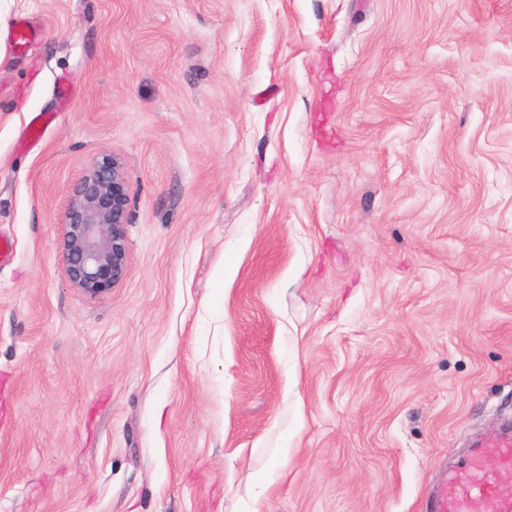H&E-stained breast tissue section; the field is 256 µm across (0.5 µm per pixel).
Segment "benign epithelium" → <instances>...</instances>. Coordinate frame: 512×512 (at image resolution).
Instances as JSON below:
<instances>
[{
    "mask_svg": "<svg viewBox=\"0 0 512 512\" xmlns=\"http://www.w3.org/2000/svg\"><path fill=\"white\" fill-rule=\"evenodd\" d=\"M128 205L124 161L106 154L79 179L63 223L65 272L80 291L98 295L125 278Z\"/></svg>",
    "mask_w": 512,
    "mask_h": 512,
    "instance_id": "7a95c632",
    "label": "benign epithelium"
}]
</instances>
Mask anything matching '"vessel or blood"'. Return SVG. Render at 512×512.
Segmentation results:
<instances>
[{
	"instance_id": "obj_1",
	"label": "vessel or blood",
	"mask_w": 512,
	"mask_h": 512,
	"mask_svg": "<svg viewBox=\"0 0 512 512\" xmlns=\"http://www.w3.org/2000/svg\"><path fill=\"white\" fill-rule=\"evenodd\" d=\"M490 452L497 460L495 474H486L479 457L462 471L448 472L427 503L429 512H512V496L500 491L502 485L512 484V433H502Z\"/></svg>"
}]
</instances>
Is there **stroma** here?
<instances>
[{"label":"stroma","mask_w":512,"mask_h":512,"mask_svg":"<svg viewBox=\"0 0 512 512\" xmlns=\"http://www.w3.org/2000/svg\"><path fill=\"white\" fill-rule=\"evenodd\" d=\"M5 244L0 512H425L512 425V0H0ZM124 161L106 154L79 179L63 223V260L71 284L89 295L126 275L124 232L129 197Z\"/></svg>","instance_id":"stroma-1"}]
</instances>
